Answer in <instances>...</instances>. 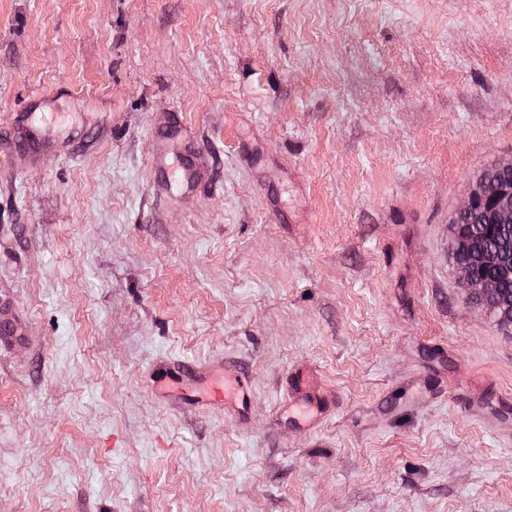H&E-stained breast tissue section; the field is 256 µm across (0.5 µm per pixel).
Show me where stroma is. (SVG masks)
<instances>
[{
	"label": "stroma",
	"mask_w": 512,
	"mask_h": 512,
	"mask_svg": "<svg viewBox=\"0 0 512 512\" xmlns=\"http://www.w3.org/2000/svg\"><path fill=\"white\" fill-rule=\"evenodd\" d=\"M509 158L512 0H0V512H512L451 234ZM40 112H23L22 123L23 132L27 139L34 140L44 147H54L57 138L67 132L58 119L62 116V112L48 111L50 106L49 100H43L37 104ZM247 396V389L240 378L226 377L222 380V385L215 383L212 387L208 401L210 403L221 402L226 404L229 399H234V403L239 402L243 405Z\"/></svg>",
	"instance_id": "1"
}]
</instances>
